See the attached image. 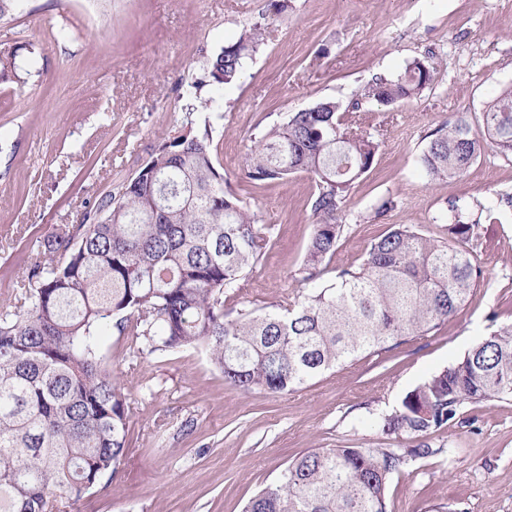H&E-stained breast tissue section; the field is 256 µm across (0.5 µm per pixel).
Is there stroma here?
<instances>
[{
    "mask_svg": "<svg viewBox=\"0 0 512 512\" xmlns=\"http://www.w3.org/2000/svg\"><path fill=\"white\" fill-rule=\"evenodd\" d=\"M291 3L275 18L269 0H18L0 21V45L17 48L25 68L0 84V307L20 300L37 239L79 223L104 189L173 133L187 82L256 23L262 43L224 90L214 142L225 181L274 238L225 309H261L305 288L316 184L304 173L258 183L245 159L266 126L324 99L352 109L379 151L337 213L344 231L319 282L360 264L390 226L444 237L459 207L478 225L479 286L427 335L282 394L227 386L201 348L157 356L137 352L131 337H105L102 353L128 405V454L112 480L83 498L81 512H243L310 449L385 444L373 415L512 323V159L489 149L461 177L434 181L419 164L431 131L457 113L480 124L489 93L512 84V0ZM64 24L72 36L53 39ZM424 55L435 75L420 95L390 108L362 98L372 79ZM384 197L395 206L379 217ZM464 415L465 423L431 435L436 455L393 475L390 512H512V399Z\"/></svg>",
    "mask_w": 512,
    "mask_h": 512,
    "instance_id": "1",
    "label": "stroma"
}]
</instances>
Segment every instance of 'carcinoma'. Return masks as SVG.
Returning a JSON list of instances; mask_svg holds the SVG:
<instances>
[{
    "label": "carcinoma",
    "instance_id": "obj_1",
    "mask_svg": "<svg viewBox=\"0 0 512 512\" xmlns=\"http://www.w3.org/2000/svg\"><path fill=\"white\" fill-rule=\"evenodd\" d=\"M259 45L255 25L217 49L203 77L188 84L182 129L105 190L80 223L58 225L37 241L22 301L0 309V512H76L102 477L118 472L127 456L128 408L101 354L112 322L143 351L203 347L228 386L279 394L430 333L480 282L471 247L477 225L457 213L445 238L394 225L334 282L229 316L224 295L238 291L261 261L272 226L224 187L213 123L223 118L219 91L239 78ZM18 69L17 50L0 47V81L18 77ZM434 73L430 57H416L397 76L372 81L364 96L382 106L410 100ZM200 103L210 110L202 120L195 116ZM488 148L512 156L511 84L491 93L480 129L462 113L431 134L420 165L433 180L452 178ZM377 150L372 134L332 100L267 126L251 148V179L306 173L316 183L303 280H314L335 253L344 230L336 213ZM509 398L512 324L376 416L372 426L390 443L316 448L288 464L244 512H387L392 475L441 452L395 440L438 432L467 405Z\"/></svg>",
    "mask_w": 512,
    "mask_h": 512
}]
</instances>
